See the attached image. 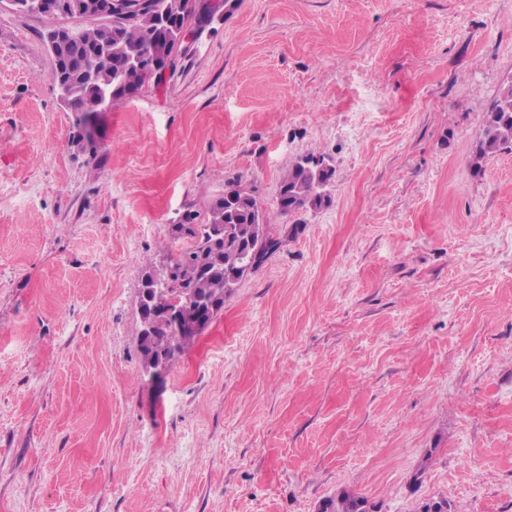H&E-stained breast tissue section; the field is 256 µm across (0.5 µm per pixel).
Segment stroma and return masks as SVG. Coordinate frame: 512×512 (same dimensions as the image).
I'll return each instance as SVG.
<instances>
[{
	"instance_id": "35a3bbf8",
	"label": "stroma",
	"mask_w": 512,
	"mask_h": 512,
	"mask_svg": "<svg viewBox=\"0 0 512 512\" xmlns=\"http://www.w3.org/2000/svg\"><path fill=\"white\" fill-rule=\"evenodd\" d=\"M48 25L0 8V512H512V0H229L93 154ZM236 180L282 245L148 380L141 277ZM512 151V85L505 87L499 99L484 117V134L472 154L473 176L484 172V163L497 154ZM310 158L320 159L322 165L310 166L303 158L292 164L280 182L278 209L280 215L293 217L307 209L328 206L330 196L325 189L334 177V169L324 162L322 155L310 153ZM318 512H380L379 505L367 497L341 490L327 497L318 506Z\"/></svg>"
}]
</instances>
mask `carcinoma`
Returning <instances> with one entry per match:
<instances>
[{"label": "carcinoma", "mask_w": 512, "mask_h": 512, "mask_svg": "<svg viewBox=\"0 0 512 512\" xmlns=\"http://www.w3.org/2000/svg\"><path fill=\"white\" fill-rule=\"evenodd\" d=\"M146 8L131 22H112L110 52L98 54L97 43L105 37L98 29L73 30L68 54L73 61L96 56L95 79L112 84V96L105 107L98 106L89 77L77 66L70 68L52 57L50 77L68 82L70 97L63 100L76 121L84 128L96 126L101 112L137 91L146 80L161 79L163 72L176 67L185 54L184 39L212 22L201 0H149ZM512 151V85L505 87L499 99L484 117V134L472 154L473 176L484 172V163L497 154ZM334 177L327 163L310 166L303 160L292 164L280 182L279 214L293 217L308 209L331 202L326 187ZM197 214L188 213L171 225L174 239H187L189 245L173 255L165 269H148L142 287L159 284L167 305L186 308L187 321L205 318L210 323L224 308V299L246 274L256 271L280 247L272 224L256 198L238 185L224 189V196L209 205L207 221L195 223ZM152 319L151 330H142L140 354L143 369L159 374L167 370L199 332L190 329L178 335L161 313L141 315ZM318 512H380L370 499L341 490L324 499Z\"/></svg>", "instance_id": "1"}]
</instances>
